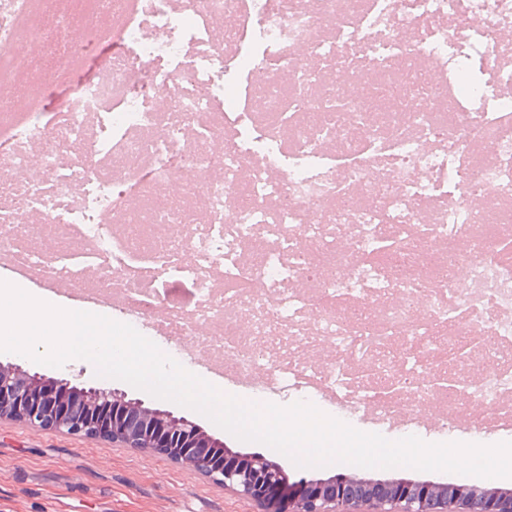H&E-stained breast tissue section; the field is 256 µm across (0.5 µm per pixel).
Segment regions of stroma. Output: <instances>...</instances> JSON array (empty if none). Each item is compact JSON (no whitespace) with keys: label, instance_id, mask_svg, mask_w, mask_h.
I'll return each instance as SVG.
<instances>
[{"label":"stroma","instance_id":"35a3bbf8","mask_svg":"<svg viewBox=\"0 0 512 512\" xmlns=\"http://www.w3.org/2000/svg\"><path fill=\"white\" fill-rule=\"evenodd\" d=\"M0 365L67 378L85 387L112 388L128 398L168 410L196 422L226 448L259 453L280 464L290 480L328 479L337 475L365 480L410 479L440 485L512 490V479H483L410 468L363 469L349 464L299 468L286 456L255 442H243L205 416L110 378L97 376L85 360L54 368L14 353H0ZM311 403L328 415L391 440L417 436L427 442L512 441V422L488 419L470 410L450 432L440 424L398 419L383 422L375 414L349 415L343 402L314 395ZM0 512H261L257 503L217 484L198 470L150 450L123 448L102 438L44 431L24 422L0 420Z\"/></svg>","mask_w":512,"mask_h":512}]
</instances>
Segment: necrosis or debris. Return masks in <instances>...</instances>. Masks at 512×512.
<instances>
[{
    "mask_svg": "<svg viewBox=\"0 0 512 512\" xmlns=\"http://www.w3.org/2000/svg\"><path fill=\"white\" fill-rule=\"evenodd\" d=\"M25 2L0 255L260 392L512 419V0Z\"/></svg>",
    "mask_w": 512,
    "mask_h": 512,
    "instance_id": "4bbe7bcc",
    "label": "necrosis or debris"
}]
</instances>
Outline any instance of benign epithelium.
<instances>
[{
	"mask_svg": "<svg viewBox=\"0 0 512 512\" xmlns=\"http://www.w3.org/2000/svg\"><path fill=\"white\" fill-rule=\"evenodd\" d=\"M0 419L75 436L110 439L125 448L150 449L184 462L262 512H512V492H474L401 479L363 483L345 477L290 481L276 462L261 454L240 455L223 447L197 424L126 399V394L78 387L65 378L0 366ZM389 509H384V506Z\"/></svg>",
	"mask_w": 512,
	"mask_h": 512,
	"instance_id": "benign-epithelium-1",
	"label": "benign epithelium"
}]
</instances>
